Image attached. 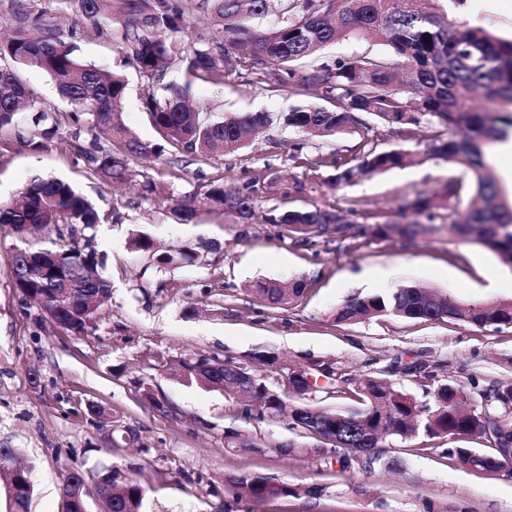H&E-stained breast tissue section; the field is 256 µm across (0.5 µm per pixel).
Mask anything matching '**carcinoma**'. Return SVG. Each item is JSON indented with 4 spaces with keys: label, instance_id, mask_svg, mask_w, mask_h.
Masks as SVG:
<instances>
[{
    "label": "carcinoma",
    "instance_id": "carcinoma-1",
    "mask_svg": "<svg viewBox=\"0 0 512 512\" xmlns=\"http://www.w3.org/2000/svg\"><path fill=\"white\" fill-rule=\"evenodd\" d=\"M89 22L93 33L112 28L113 40L127 62L143 79V103L157 138L141 140L118 117L128 80L84 61L78 46L50 29L34 36L19 25L0 30V157L7 153H41L65 130L76 160L89 178L122 183L133 177V163L142 157L166 155L207 158L220 148L235 153L249 145L270 123L266 112H242L216 118L189 103L196 79L221 83L235 74L244 84L267 93L315 88L329 106L296 105L283 115V124L320 137L368 128V118L417 137L435 125L447 137H423L422 151L381 150L364 138L351 157L324 156L294 145L291 158L306 168H329L325 183L334 189L350 186L411 159L423 163L441 159L458 171L431 193L403 197L396 205L400 220L376 221L357 228L358 236L384 240L398 236L414 240L433 236L451 225L465 243L479 244L512 266V204H507L487 170L488 153L512 128V39L492 35L482 27L448 19V15L420 7L421 0H61ZM222 22L224 37L201 39L187 46L179 40L194 12ZM278 16L273 25L263 20ZM377 39L389 55L364 54L318 62L319 52L346 37ZM179 62L185 83L167 80L168 64ZM45 71L60 95L73 105L56 112L35 100L21 69ZM270 166L246 183L227 184L218 178L202 194L163 195L171 213L183 223L203 211L224 210L235 224H246L255 213L260 194L277 185ZM107 215L73 184L58 178H36L24 190L19 204L0 202V224L12 227L26 246L14 250L9 273L15 288L36 303L56 326L82 333L110 301V281L98 268L103 257L80 244L78 227L89 228ZM272 224L298 236L302 244L319 237L330 243L349 231V214L318 206L282 210L267 217ZM66 226L54 248H34L28 240L53 225ZM131 248L145 254L160 269L193 261L197 250L172 253L149 234L137 231ZM307 290L296 279L254 282L249 292L273 309L284 310ZM399 316L419 322H448L504 332L512 329V300L492 303L461 302L425 287H405L385 294L355 296L337 310L334 321L355 324L373 318ZM232 360L194 353L178 361L174 375L224 395L245 396L261 402L253 413L245 403L244 418L287 415L289 428L302 438L278 445L283 456H316L336 463L342 472L366 471L381 463L379 444L409 439L418 432L430 438H472L494 444L488 454L475 448H448V457L463 469L512 477L506 455L512 449V382H500L480 394L475 408L464 409L468 387L462 382L436 380L425 364L404 372L427 388L430 400L418 403L386 378L349 377L331 360H310L280 368L279 388L264 379L237 386ZM345 396L357 403L352 410H330L318 405L319 394ZM299 399L292 404L290 400ZM225 483L252 500L312 495L319 487L274 482L259 475L228 477ZM33 481H23L13 501L14 512H29ZM146 489L112 470V491L101 495L103 512H144Z\"/></svg>",
    "mask_w": 512,
    "mask_h": 512
}]
</instances>
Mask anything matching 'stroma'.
I'll return each instance as SVG.
<instances>
[{
	"label": "stroma",
	"mask_w": 512,
	"mask_h": 512,
	"mask_svg": "<svg viewBox=\"0 0 512 512\" xmlns=\"http://www.w3.org/2000/svg\"><path fill=\"white\" fill-rule=\"evenodd\" d=\"M438 6L449 19L512 37V0H439ZM28 13L39 16L42 27L59 30L63 39H76L85 61L123 69V55L112 39L82 35L84 20L58 0H0V28L19 24ZM190 97L219 116L266 112L273 122L233 154L217 153L201 161L186 157L173 166L137 161L132 182L116 189L86 178L58 148L0 158V202L17 199L35 176L52 175L74 183L102 212L119 215L84 231L93 249L106 258L103 274L112 282V298L80 334L56 327L17 291L8 264L18 239L10 226L0 224V448L18 449L32 468L29 512H62L64 469L82 470L92 486L105 466L146 487L147 512H419L427 500L448 512H512V477L459 468L445 454L451 440L422 433L388 440L380 450L384 459L396 462L395 470L377 466L342 473L315 457L275 454L277 443L294 437L287 419L240 417L235 399L171 376L167 363L201 353L243 365L273 386L276 374L258 358L274 353L291 364L332 360L353 376L387 378L420 402L426 396L402 373V365L425 362L436 367L438 378L472 380L482 389L512 380L510 331L393 316L352 326L333 320L350 296L411 285L464 302L512 299V267L491 251L459 241L448 229L413 243L348 236L305 246L287 230L263 221L264 213L275 207L314 205L351 210L359 225L374 216L391 221L398 217L399 197L433 189L447 179L446 162L413 163L334 190L325 184L324 170L291 160L294 143H306L313 153L346 155L364 137L379 148L412 153L418 150L416 140L376 124L364 134L326 138L293 130L282 123V115L292 105L315 102L314 94H266L234 75L220 84L194 80ZM267 163L281 182L300 180L308 191L288 197L275 187L263 193L254 224H234L216 213L184 224L166 203L139 195L148 179L175 196L201 191L217 176L242 184ZM135 229L173 249L202 241L215 248L193 264L160 271L130 249ZM379 267L395 271L387 284L363 278V271ZM296 277L306 279L308 290L286 310L269 309L247 290L260 278ZM190 304L198 306L197 316L184 315ZM34 371L39 374L35 385L29 380ZM143 381L165 402V410L144 399L139 389ZM91 404L102 407L104 421L88 414ZM116 425L131 428L135 443L111 447ZM240 474L314 484L320 491L255 503L225 484V477Z\"/></svg>",
	"instance_id": "1"
}]
</instances>
